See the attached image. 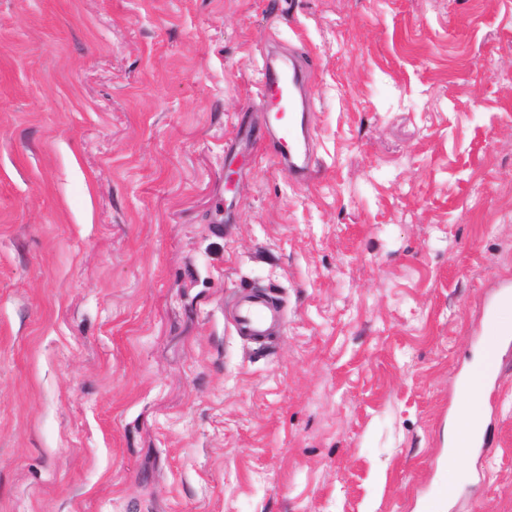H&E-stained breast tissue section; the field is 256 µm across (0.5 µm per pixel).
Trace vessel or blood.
<instances>
[{
  "label": "vessel or blood",
  "mask_w": 512,
  "mask_h": 512,
  "mask_svg": "<svg viewBox=\"0 0 512 512\" xmlns=\"http://www.w3.org/2000/svg\"><path fill=\"white\" fill-rule=\"evenodd\" d=\"M308 79L305 60L293 53L278 60L263 63L258 100L266 105V128L272 153L294 180H304L313 162L314 129L309 116L313 103L303 92ZM512 286L497 287L487 305L486 316L479 333L483 345L494 351L512 352V329H504L500 301ZM278 299L271 292L257 291L244 296L233 321L235 331L256 343H263L268 330L278 321Z\"/></svg>",
  "instance_id": "b4317fda"
}]
</instances>
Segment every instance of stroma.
<instances>
[{"mask_svg":"<svg viewBox=\"0 0 512 512\" xmlns=\"http://www.w3.org/2000/svg\"><path fill=\"white\" fill-rule=\"evenodd\" d=\"M506 280L512 0H0V512H420ZM492 402L438 512H512V355ZM307 80V64L296 54L287 53L277 62L264 59L258 100L268 104L271 154L296 181L307 177L314 155V129L309 120L313 103L303 93ZM280 309L278 299L271 292L257 291L244 296L238 305L233 327L240 336L263 344L268 330L278 321Z\"/></svg>","mask_w":512,"mask_h":512,"instance_id":"1","label":"stroma"}]
</instances>
